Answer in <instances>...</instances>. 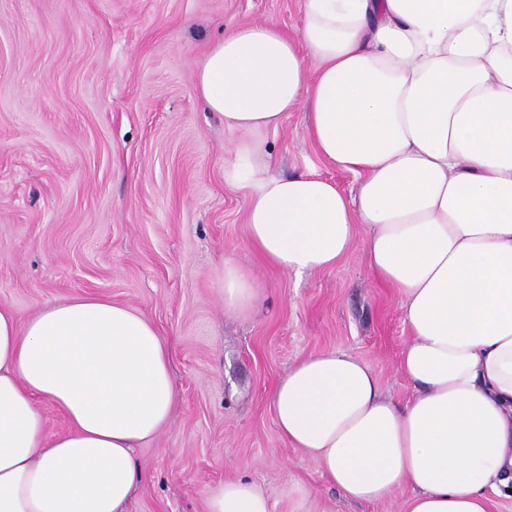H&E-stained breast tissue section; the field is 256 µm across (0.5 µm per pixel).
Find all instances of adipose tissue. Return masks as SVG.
Masks as SVG:
<instances>
[{"instance_id":"1","label":"adipose tissue","mask_w":512,"mask_h":512,"mask_svg":"<svg viewBox=\"0 0 512 512\" xmlns=\"http://www.w3.org/2000/svg\"><path fill=\"white\" fill-rule=\"evenodd\" d=\"M303 25L240 27L197 70L236 133L224 181L249 200L251 246L286 273L329 269L362 243L402 297L410 338L395 403L340 351L295 365L272 410L349 501L411 487L406 512H492L512 491V0H301ZM304 109L319 155L359 181L272 171L269 133ZM259 292L224 265V308ZM67 420L50 433L41 403ZM176 404L168 349L135 310L76 295L27 320L0 304V512H127L135 449ZM207 512H272L253 481Z\"/></svg>"}]
</instances>
